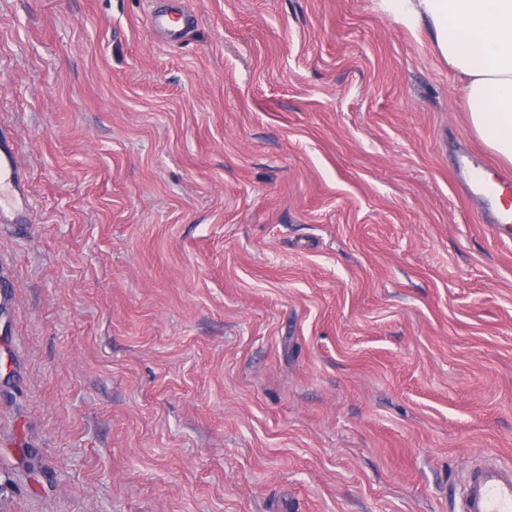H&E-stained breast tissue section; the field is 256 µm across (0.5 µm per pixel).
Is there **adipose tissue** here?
Here are the masks:
<instances>
[{
  "instance_id": "adipose-tissue-1",
  "label": "adipose tissue",
  "mask_w": 512,
  "mask_h": 512,
  "mask_svg": "<svg viewBox=\"0 0 512 512\" xmlns=\"http://www.w3.org/2000/svg\"><path fill=\"white\" fill-rule=\"evenodd\" d=\"M407 24H429L462 80L475 133L512 165V0H386Z\"/></svg>"
}]
</instances>
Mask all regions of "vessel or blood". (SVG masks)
<instances>
[{
	"label": "vessel or blood",
	"instance_id": "obj_1",
	"mask_svg": "<svg viewBox=\"0 0 512 512\" xmlns=\"http://www.w3.org/2000/svg\"><path fill=\"white\" fill-rule=\"evenodd\" d=\"M190 21L189 14L173 9H157L147 17L150 33L162 41L181 37ZM457 177L493 202L494 227H512V177L498 174L489 181L481 171L463 163L457 168ZM30 213L25 183L15 165L14 146L0 133V222L26 224ZM459 512H512V464L487 463L472 468L465 478Z\"/></svg>",
	"mask_w": 512,
	"mask_h": 512
}]
</instances>
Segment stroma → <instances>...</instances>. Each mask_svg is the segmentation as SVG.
Returning a JSON list of instances; mask_svg holds the SVG:
<instances>
[{
    "label": "stroma",
    "instance_id": "1",
    "mask_svg": "<svg viewBox=\"0 0 512 512\" xmlns=\"http://www.w3.org/2000/svg\"><path fill=\"white\" fill-rule=\"evenodd\" d=\"M0 0V512H457L512 462V235L380 0ZM190 21L189 14L173 9H156L147 17L150 33L162 41H173L183 36ZM31 205L25 183L15 165V149L0 132V222L28 224Z\"/></svg>",
    "mask_w": 512,
    "mask_h": 512
}]
</instances>
